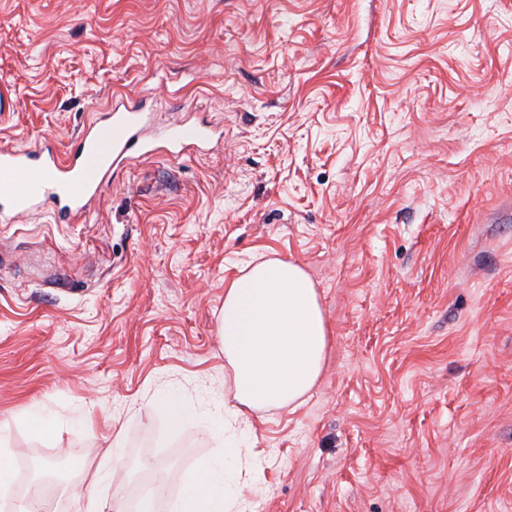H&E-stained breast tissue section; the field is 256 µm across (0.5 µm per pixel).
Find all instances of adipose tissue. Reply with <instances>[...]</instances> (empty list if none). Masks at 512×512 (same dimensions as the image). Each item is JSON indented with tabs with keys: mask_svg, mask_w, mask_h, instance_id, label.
Wrapping results in <instances>:
<instances>
[{
	"mask_svg": "<svg viewBox=\"0 0 512 512\" xmlns=\"http://www.w3.org/2000/svg\"><path fill=\"white\" fill-rule=\"evenodd\" d=\"M219 336L230 378L226 417L211 420L212 454L187 479L169 512H250L238 483L248 458L225 420L299 405L317 385L329 350L313 281L283 259L246 264L225 286Z\"/></svg>",
	"mask_w": 512,
	"mask_h": 512,
	"instance_id": "ef3b65f1",
	"label": "adipose tissue"
}]
</instances>
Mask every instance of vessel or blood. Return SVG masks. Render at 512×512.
<instances>
[{"instance_id": "1", "label": "vessel or blood", "mask_w": 512, "mask_h": 512, "mask_svg": "<svg viewBox=\"0 0 512 512\" xmlns=\"http://www.w3.org/2000/svg\"><path fill=\"white\" fill-rule=\"evenodd\" d=\"M145 124L141 108H118L107 125L86 133L67 156L46 143L28 152L1 147L0 209L17 217L50 202L61 221L81 219L110 172L129 164L138 153L153 151L155 142L142 136ZM209 137L206 124H176L161 133L159 142L179 154Z\"/></svg>"}]
</instances>
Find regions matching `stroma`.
I'll use <instances>...</instances> for the list:
<instances>
[{
	"mask_svg": "<svg viewBox=\"0 0 512 512\" xmlns=\"http://www.w3.org/2000/svg\"><path fill=\"white\" fill-rule=\"evenodd\" d=\"M1 88L0 147L68 154L129 102L217 140L79 221L0 220V512L36 457L78 463L68 512L146 460L174 499L213 443L150 400L223 414L224 287L262 255L314 281L331 348L250 418L254 512H512V0H0ZM152 405L162 410L167 428L172 432L180 431L200 417L198 407L193 402L173 392H160Z\"/></svg>",
	"mask_w": 512,
	"mask_h": 512,
	"instance_id": "1",
	"label": "stroma"
}]
</instances>
